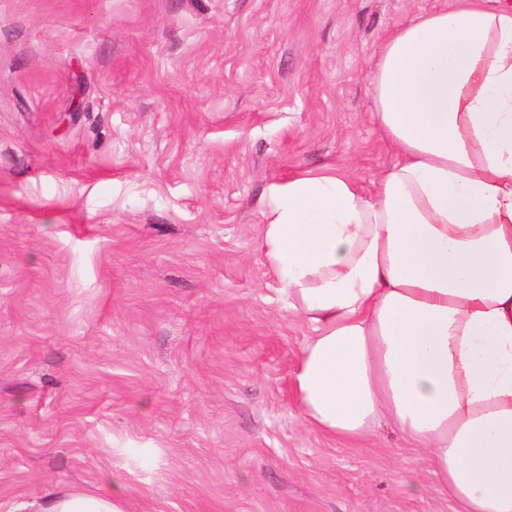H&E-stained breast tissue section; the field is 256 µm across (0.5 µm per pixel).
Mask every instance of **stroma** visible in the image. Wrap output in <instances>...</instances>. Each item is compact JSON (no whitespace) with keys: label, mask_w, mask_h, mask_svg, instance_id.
<instances>
[{"label":"stroma","mask_w":512,"mask_h":512,"mask_svg":"<svg viewBox=\"0 0 512 512\" xmlns=\"http://www.w3.org/2000/svg\"><path fill=\"white\" fill-rule=\"evenodd\" d=\"M456 3L0 0V512H457L391 426L302 424L260 252L275 185L396 162L370 66ZM126 491L112 484L108 491L96 496L64 492L57 487L46 488L33 501H21L13 512H127Z\"/></svg>","instance_id":"stroma-1"}]
</instances>
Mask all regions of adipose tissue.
<instances>
[{
	"label": "adipose tissue",
	"instance_id": "obj_1",
	"mask_svg": "<svg viewBox=\"0 0 512 512\" xmlns=\"http://www.w3.org/2000/svg\"><path fill=\"white\" fill-rule=\"evenodd\" d=\"M370 84L396 162L368 189L302 174L264 214L262 256L311 329L301 420L342 439L390 421L459 512H512V9L416 15ZM13 512H126V491L49 487Z\"/></svg>",
	"mask_w": 512,
	"mask_h": 512
}]
</instances>
